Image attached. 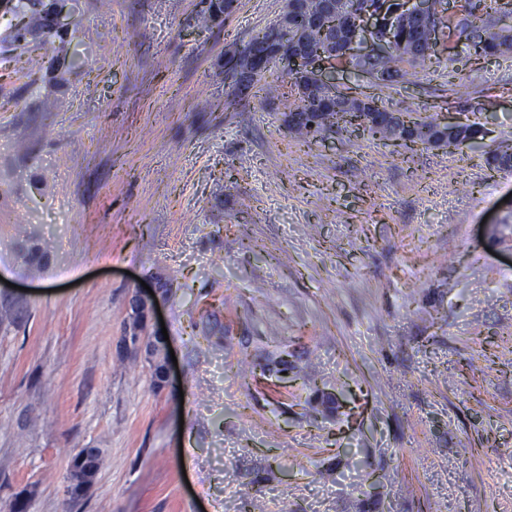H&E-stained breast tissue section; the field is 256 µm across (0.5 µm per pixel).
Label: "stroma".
Masks as SVG:
<instances>
[{
	"instance_id": "obj_1",
	"label": "stroma",
	"mask_w": 512,
	"mask_h": 512,
	"mask_svg": "<svg viewBox=\"0 0 512 512\" xmlns=\"http://www.w3.org/2000/svg\"><path fill=\"white\" fill-rule=\"evenodd\" d=\"M68 7L21 44L0 11V512H512V54L377 95L480 147L299 148L284 98L225 105L284 0ZM144 285L161 386L123 344ZM100 457V449L98 448H82L72 458L66 476L67 493L72 496V491L78 486V495L91 484L97 470Z\"/></svg>"
}]
</instances>
